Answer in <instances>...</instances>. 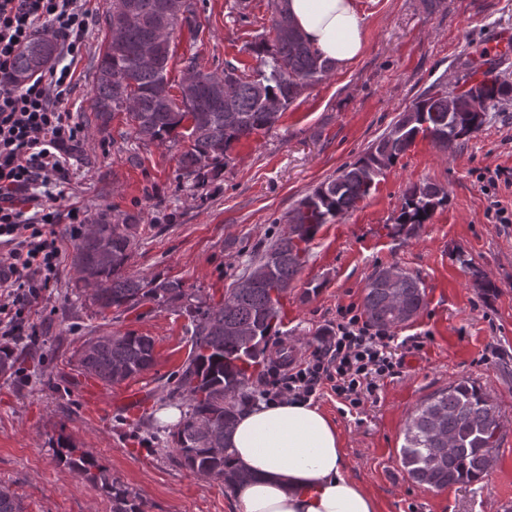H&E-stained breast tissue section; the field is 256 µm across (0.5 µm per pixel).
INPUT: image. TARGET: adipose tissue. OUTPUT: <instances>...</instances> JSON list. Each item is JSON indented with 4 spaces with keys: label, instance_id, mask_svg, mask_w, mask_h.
<instances>
[{
    "label": "adipose tissue",
    "instance_id": "ef3b65f1",
    "mask_svg": "<svg viewBox=\"0 0 512 512\" xmlns=\"http://www.w3.org/2000/svg\"><path fill=\"white\" fill-rule=\"evenodd\" d=\"M288 15L324 57L343 67L363 50L354 0H285ZM251 476L240 512H378L377 499L347 473L335 424L304 401L242 410L228 438Z\"/></svg>",
    "mask_w": 512,
    "mask_h": 512
}]
</instances>
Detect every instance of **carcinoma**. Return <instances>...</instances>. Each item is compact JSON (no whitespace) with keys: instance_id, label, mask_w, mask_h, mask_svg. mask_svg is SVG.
<instances>
[{"instance_id":"obj_1","label":"carcinoma","mask_w":512,"mask_h":512,"mask_svg":"<svg viewBox=\"0 0 512 512\" xmlns=\"http://www.w3.org/2000/svg\"><path fill=\"white\" fill-rule=\"evenodd\" d=\"M140 21L119 36L106 38L94 78L91 111L105 128L118 114L125 115L136 139L146 142H187L180 154L183 177L198 179L217 174L224 154L233 143L272 128L282 112L300 94L325 80L335 63L322 56L294 27L284 34L278 19L285 16L282 0H268L269 26L251 44L259 65L248 74L230 61L210 69L193 55L186 72L204 85L188 95L170 94L168 71L173 56L163 46L161 64L144 60L141 48L157 37L160 25L170 34L186 28L193 39L203 33L198 3L184 0V11L159 12L161 3L173 0H133ZM55 37L45 32L31 39L17 53L10 82L31 78L52 58ZM512 96V84L502 81L489 67L483 79L458 92L448 108V86L435 84L423 91L400 113L389 130L378 136L354 162L303 197L285 230L265 251L258 266L270 268L266 279L246 275L214 306L193 303L194 295L178 280L147 281L127 272L135 239L139 235L138 212L101 211L75 235L73 265L78 278L75 293L98 312L126 311L142 302L159 307H178L190 317L192 348L176 393L188 411L174 442L180 463L202 476H222L224 487L238 491L248 476L232 463L227 437L232 432L240 401L249 398L246 388L266 358L268 342L276 333L280 299L303 268L309 243L319 228L335 222L357 207L376 188L378 178L394 166L417 140H427L441 151L478 133L487 108ZM395 218V230L407 236L426 223L434 210L448 202V191L430 182L413 183L403 195ZM386 268L369 277L363 298L364 313L373 325L388 329L400 324L395 302L402 303L405 318H414L425 304L421 279L395 267L398 279L384 280ZM155 363L154 341L134 332H104L94 343L84 341L77 351L83 373L107 386L120 384L149 370ZM501 428L493 399L481 386L468 380L456 382L428 397L408 414L399 455L409 478L419 486L445 490L469 484L489 470L485 449L496 445ZM66 449V463L77 475H89L112 498V512H146L145 503L127 486L99 468L93 455ZM0 512H24L21 500L7 487L0 488Z\"/></svg>"}]
</instances>
